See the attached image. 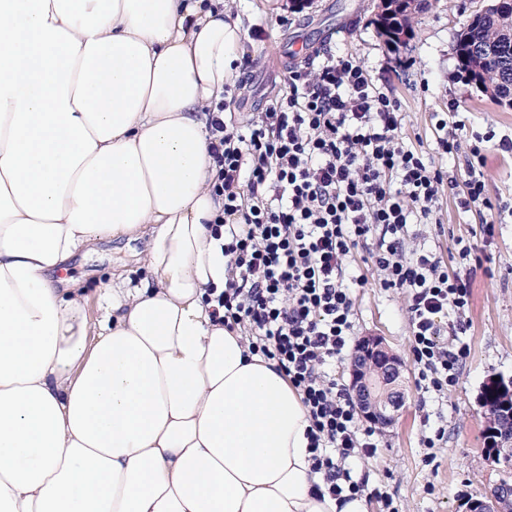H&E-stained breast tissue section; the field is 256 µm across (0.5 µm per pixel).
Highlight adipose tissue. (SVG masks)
Instances as JSON below:
<instances>
[{"label": "adipose tissue", "instance_id": "1", "mask_svg": "<svg viewBox=\"0 0 512 512\" xmlns=\"http://www.w3.org/2000/svg\"><path fill=\"white\" fill-rule=\"evenodd\" d=\"M224 0H0V512H368L320 494L301 399L212 314ZM147 238L89 319L56 273Z\"/></svg>", "mask_w": 512, "mask_h": 512}]
</instances>
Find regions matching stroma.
Listing matches in <instances>:
<instances>
[{
    "instance_id": "obj_1",
    "label": "stroma",
    "mask_w": 512,
    "mask_h": 512,
    "mask_svg": "<svg viewBox=\"0 0 512 512\" xmlns=\"http://www.w3.org/2000/svg\"><path fill=\"white\" fill-rule=\"evenodd\" d=\"M378 0H312L301 11L290 0H228L251 36L239 61L240 120L264 111L284 88L289 66L304 63L313 51L348 52L360 60L378 86L401 103L404 137L427 158L439 161L434 125L450 100H461L468 124L493 128L512 137V108L497 104L462 82L456 72L455 33L477 7L476 0H426L411 19V34L399 45L387 44L374 19ZM441 226L426 244L454 268L459 238L474 239L482 267L472 281L468 347L458 381L442 395L420 400L419 368L410 353V323L399 292L368 283L355 293L358 335L375 333L405 365V404L395 422L377 430L375 454L353 466L355 476L388 493L400 512H462L461 499L479 494L504 478L502 466L482 455L483 416L479 395L490 375L512 376V214L502 213L493 235H484L478 216L462 213L456 199L444 194ZM145 240L103 239L73 256L58 271L77 282L89 301V317L98 314L95 295L115 268L140 279ZM445 436L437 448L423 444L436 429Z\"/></svg>"
}]
</instances>
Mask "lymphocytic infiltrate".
<instances>
[{
    "label": "lymphocytic infiltrate",
    "instance_id": "lymphocytic-infiltrate-1",
    "mask_svg": "<svg viewBox=\"0 0 512 512\" xmlns=\"http://www.w3.org/2000/svg\"><path fill=\"white\" fill-rule=\"evenodd\" d=\"M225 96L211 122L210 154L229 235L224 325L251 353L272 360L299 392L310 422L312 469L332 497L364 494L351 465L374 454L372 428L331 368L356 334L354 291L378 276L400 291L423 392L456 383L467 350L472 279L481 260L459 239L456 272L418 241L438 221L445 187H460V208L478 214L485 233L508 204L491 198L488 153L512 154V138L474 133L467 177L457 183L406 143L398 100L376 87L353 54L322 53L309 70L292 69L288 89L238 125ZM366 247L365 268L352 265Z\"/></svg>",
    "mask_w": 512,
    "mask_h": 512
}]
</instances>
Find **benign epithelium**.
I'll list each match as a JSON object with an SVG mask.
<instances>
[{
	"label": "benign epithelium",
	"instance_id": "benign-epithelium-1",
	"mask_svg": "<svg viewBox=\"0 0 512 512\" xmlns=\"http://www.w3.org/2000/svg\"><path fill=\"white\" fill-rule=\"evenodd\" d=\"M402 374L400 358L380 335L366 336L355 347L351 385L355 393L354 405L359 415L372 424L386 428L394 421L399 405L398 384ZM495 447L482 449L491 461L512 457V431L497 432ZM469 512H503L500 499L488 495L471 501Z\"/></svg>",
	"mask_w": 512,
	"mask_h": 512
}]
</instances>
